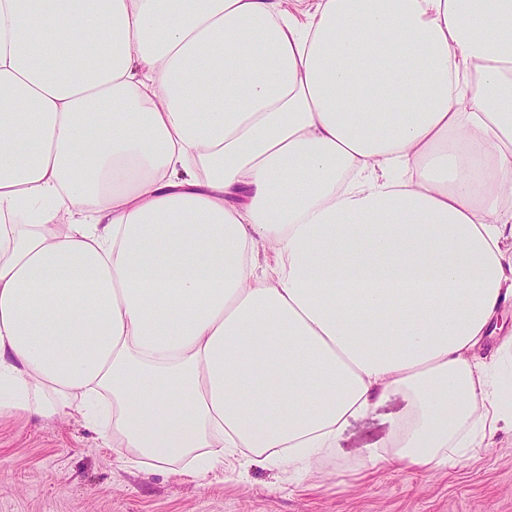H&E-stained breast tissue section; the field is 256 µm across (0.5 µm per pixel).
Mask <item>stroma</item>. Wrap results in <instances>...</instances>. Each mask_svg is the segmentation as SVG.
Returning <instances> with one entry per match:
<instances>
[{
	"instance_id": "35a3bbf8",
	"label": "stroma",
	"mask_w": 512,
	"mask_h": 512,
	"mask_svg": "<svg viewBox=\"0 0 512 512\" xmlns=\"http://www.w3.org/2000/svg\"><path fill=\"white\" fill-rule=\"evenodd\" d=\"M356 423L343 453L304 475L273 465L200 483L178 473L124 467L111 442L80 420H0V512H512V437L433 475L405 468L360 475L361 448L386 414Z\"/></svg>"
}]
</instances>
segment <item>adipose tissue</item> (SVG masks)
I'll return each mask as SVG.
<instances>
[{
    "label": "adipose tissue",
    "mask_w": 512,
    "mask_h": 512,
    "mask_svg": "<svg viewBox=\"0 0 512 512\" xmlns=\"http://www.w3.org/2000/svg\"><path fill=\"white\" fill-rule=\"evenodd\" d=\"M510 303L512 0H0V416L202 482L396 399L363 466L430 475Z\"/></svg>",
    "instance_id": "ef3b65f1"
}]
</instances>
